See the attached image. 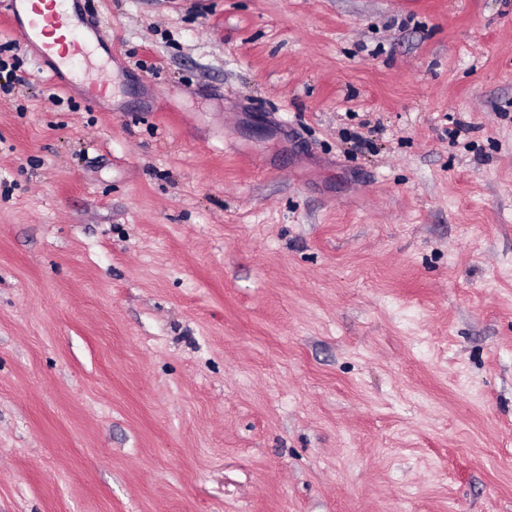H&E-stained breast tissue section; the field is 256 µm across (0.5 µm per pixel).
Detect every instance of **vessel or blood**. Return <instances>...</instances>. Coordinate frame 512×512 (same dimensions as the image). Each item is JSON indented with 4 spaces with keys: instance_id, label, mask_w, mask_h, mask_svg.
Listing matches in <instances>:
<instances>
[{
    "instance_id": "1",
    "label": "vessel or blood",
    "mask_w": 512,
    "mask_h": 512,
    "mask_svg": "<svg viewBox=\"0 0 512 512\" xmlns=\"http://www.w3.org/2000/svg\"><path fill=\"white\" fill-rule=\"evenodd\" d=\"M56 0H0V16L39 48L42 58L61 63L92 52L103 41V27L55 7Z\"/></svg>"
}]
</instances>
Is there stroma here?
Listing matches in <instances>:
<instances>
[{
	"instance_id": "1",
	"label": "stroma",
	"mask_w": 512,
	"mask_h": 512,
	"mask_svg": "<svg viewBox=\"0 0 512 512\" xmlns=\"http://www.w3.org/2000/svg\"><path fill=\"white\" fill-rule=\"evenodd\" d=\"M81 5L0 19V512H512V0ZM56 0H4L0 16L12 30H18L39 48L44 59L70 64L93 51L106 36L103 27L85 22L74 15L55 9ZM55 35L54 38L48 37Z\"/></svg>"
}]
</instances>
